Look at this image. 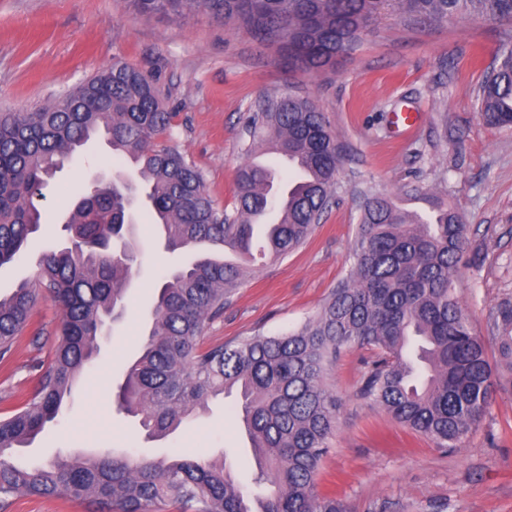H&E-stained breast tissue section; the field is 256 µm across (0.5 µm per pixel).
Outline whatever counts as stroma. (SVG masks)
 <instances>
[{
    "instance_id": "1",
    "label": "stroma",
    "mask_w": 512,
    "mask_h": 512,
    "mask_svg": "<svg viewBox=\"0 0 512 512\" xmlns=\"http://www.w3.org/2000/svg\"><path fill=\"white\" fill-rule=\"evenodd\" d=\"M502 31L485 17L417 25L389 10L354 51L314 72L291 64L278 45H259L246 29L205 13L180 21L135 14L125 0H0V111L56 102L115 61L151 72L175 114L165 144L196 165L216 206L232 216L236 175L246 161L245 115L270 96L310 97L328 116L345 156L336 201L302 248L246 274L223 313L206 323L204 343L277 336L313 317L351 269L367 193L419 212L426 197L440 195L462 217L471 250L455 273L456 292L474 332L487 338L495 308L512 299V127L484 122L477 101ZM408 109L420 119L402 139L392 115ZM120 166L95 142L57 175L46 191L41 231L19 260L0 266V296L32 276L37 256L62 241V220L90 178ZM410 186L418 196L407 195ZM135 222L142 258L126 317L101 340L63 418L20 456L46 462L131 448L158 457L181 448L203 460H226L239 481L267 493V485L253 480L236 396L213 404L182 434L157 440L112 405L108 389L138 353L137 333L165 266L150 223L140 214ZM60 321L59 308L42 296L0 359V414L32 395L54 358ZM365 357L344 349L327 367L340 407L317 475L320 492L345 512H512V392H496L483 421L459 448L446 450L360 397Z\"/></svg>"
}]
</instances>
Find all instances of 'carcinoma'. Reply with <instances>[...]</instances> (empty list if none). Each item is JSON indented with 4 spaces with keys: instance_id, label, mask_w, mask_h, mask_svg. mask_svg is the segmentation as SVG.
Returning <instances> with one entry per match:
<instances>
[{
    "instance_id": "carcinoma-1",
    "label": "carcinoma",
    "mask_w": 512,
    "mask_h": 512,
    "mask_svg": "<svg viewBox=\"0 0 512 512\" xmlns=\"http://www.w3.org/2000/svg\"><path fill=\"white\" fill-rule=\"evenodd\" d=\"M135 13L177 19L206 13L277 44L309 70H324L351 51L389 5L433 24L461 14L504 26L503 43L478 95L493 126H512V0H125ZM173 113L154 76L114 62L54 104L0 114V266L13 261L43 224L38 201L65 165L102 134L130 169L78 194L62 224L71 246L42 253L33 278L0 297V354L12 349L46 293L62 312L51 367L34 395L0 417V509L20 495L89 499L98 512H150L168 502L179 512H342L318 492L315 475L336 429L339 400L326 381L343 348L374 353L359 393L399 424L457 448L485 416L493 394L512 391V299L493 316L492 343L503 376L493 370L485 339L473 333L455 293L454 273L469 247L466 225L438 197V220L424 222L386 198L364 195L352 243L354 265L301 328L203 346L205 323L224 311L258 252L286 257L312 236L331 207L344 160L329 118L305 97L267 98L245 117L251 142L288 157L297 176L270 191L275 171L252 160L237 174L236 216L213 203L194 164L158 139ZM142 199L153 226L174 253L201 249L162 277L150 328L113 395L118 411L139 418L151 438L174 433L208 403L233 392L251 442L257 481L273 490L254 498L224 463L178 451L148 460L126 452L39 466L10 462L62 414L77 379L94 364L106 320L123 313L134 269L112 240L125 238V201Z\"/></svg>"
}]
</instances>
